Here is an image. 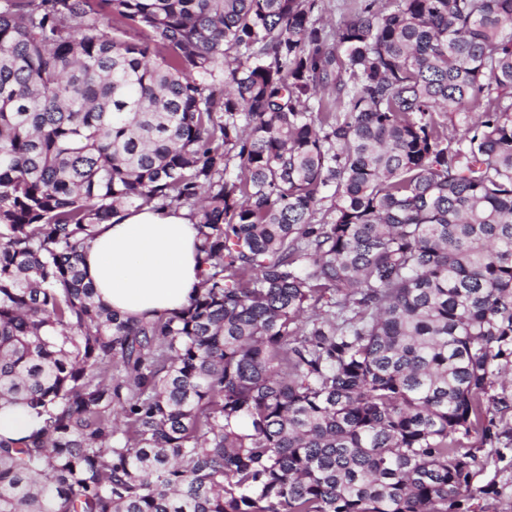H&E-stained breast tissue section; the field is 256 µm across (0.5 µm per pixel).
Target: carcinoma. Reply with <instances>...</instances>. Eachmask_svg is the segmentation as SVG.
Listing matches in <instances>:
<instances>
[{
  "label": "carcinoma",
  "instance_id": "obj_1",
  "mask_svg": "<svg viewBox=\"0 0 512 512\" xmlns=\"http://www.w3.org/2000/svg\"><path fill=\"white\" fill-rule=\"evenodd\" d=\"M0 0V512H467L512 414V0ZM189 211L178 311L82 264ZM357 0H323L319 2V15L326 23V30L330 31L336 27L340 19L348 15L355 8ZM39 428V421L20 406L0 409V436L21 439Z\"/></svg>",
  "mask_w": 512,
  "mask_h": 512
}]
</instances>
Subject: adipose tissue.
Here are the masks:
<instances>
[{"label": "adipose tissue", "mask_w": 512, "mask_h": 512, "mask_svg": "<svg viewBox=\"0 0 512 512\" xmlns=\"http://www.w3.org/2000/svg\"><path fill=\"white\" fill-rule=\"evenodd\" d=\"M197 230L187 210L123 208L85 249L100 298L140 319L187 306L199 283Z\"/></svg>", "instance_id": "ef3b65f1"}]
</instances>
